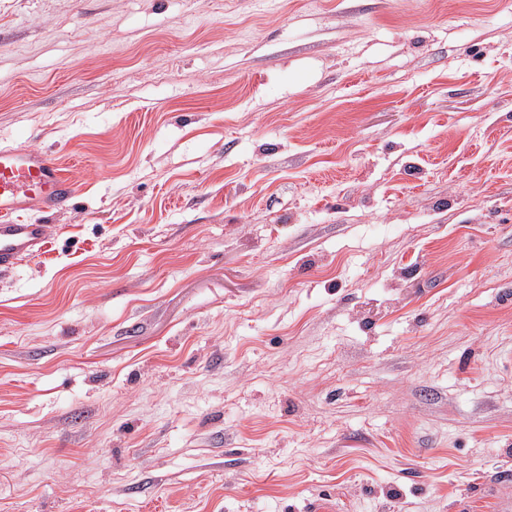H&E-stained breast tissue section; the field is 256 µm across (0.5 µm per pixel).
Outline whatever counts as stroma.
<instances>
[{
  "label": "stroma",
  "instance_id": "obj_1",
  "mask_svg": "<svg viewBox=\"0 0 512 512\" xmlns=\"http://www.w3.org/2000/svg\"><path fill=\"white\" fill-rule=\"evenodd\" d=\"M0 512H512V0H0ZM75 194L73 178L51 154L0 146V268L37 256L47 244L48 226L24 218L63 210Z\"/></svg>",
  "mask_w": 512,
  "mask_h": 512
}]
</instances>
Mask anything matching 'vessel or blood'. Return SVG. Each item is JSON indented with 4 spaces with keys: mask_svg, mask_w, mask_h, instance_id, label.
<instances>
[{
    "mask_svg": "<svg viewBox=\"0 0 512 512\" xmlns=\"http://www.w3.org/2000/svg\"><path fill=\"white\" fill-rule=\"evenodd\" d=\"M69 172L49 153L29 145L0 146V268L37 256L48 227L33 215L67 208L75 198Z\"/></svg>",
    "mask_w": 512,
    "mask_h": 512,
    "instance_id": "obj_1",
    "label": "vessel or blood"
}]
</instances>
